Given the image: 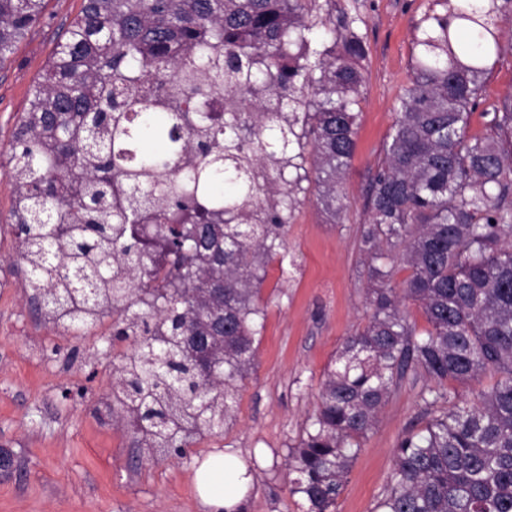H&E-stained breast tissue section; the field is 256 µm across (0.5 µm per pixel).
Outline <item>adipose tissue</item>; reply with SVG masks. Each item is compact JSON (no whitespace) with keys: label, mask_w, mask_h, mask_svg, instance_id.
<instances>
[{"label":"adipose tissue","mask_w":512,"mask_h":512,"mask_svg":"<svg viewBox=\"0 0 512 512\" xmlns=\"http://www.w3.org/2000/svg\"><path fill=\"white\" fill-rule=\"evenodd\" d=\"M196 491L204 512H235L250 479L238 468L234 454L218 449L209 453L195 472Z\"/></svg>","instance_id":"1"}]
</instances>
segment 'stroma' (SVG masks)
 Masks as SVG:
<instances>
[{"label":"stroma","instance_id":"35a3bbf8","mask_svg":"<svg viewBox=\"0 0 512 512\" xmlns=\"http://www.w3.org/2000/svg\"><path fill=\"white\" fill-rule=\"evenodd\" d=\"M357 14L363 38V99L357 149L343 185V223H328L318 185L288 226V252L261 286L266 306L255 366L242 382L232 419L197 436L184 457L136 448L114 426L106 404L114 364L128 346L109 344L111 318L64 331L29 302L11 231L15 192L7 153L30 92L84 0H44L41 21L0 63V512H201L195 468L210 452L231 448L255 461L243 512H303L290 492L285 459L317 403L323 373L344 340L367 322V274L361 230L369 182L395 118L414 56L413 36L432 0H334ZM512 93V54L492 64L470 131ZM427 377L409 378L390 397L353 462L335 512H375L406 431L424 425L432 407L420 398Z\"/></svg>","mask_w":512,"mask_h":512}]
</instances>
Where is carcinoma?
Here are the masks:
<instances>
[{
  "mask_svg": "<svg viewBox=\"0 0 512 512\" xmlns=\"http://www.w3.org/2000/svg\"><path fill=\"white\" fill-rule=\"evenodd\" d=\"M329 2L85 0L32 88L9 149L25 287L56 327L109 316L112 339L131 340L112 418L145 448H186L232 416L263 330L261 286L310 173L342 223L365 49L360 18L332 19ZM434 2L444 11L417 27L370 186L368 323L325 370L288 452L306 512H334L410 374L434 380L429 405L448 408L400 438L377 512H512V94L469 133L487 62L512 52L499 25L512 0ZM42 3L0 0V61ZM394 258L411 270L401 290ZM184 336L211 337L209 357L185 352ZM487 377L476 402L451 403L446 381Z\"/></svg>",
  "mask_w": 512,
  "mask_h": 512,
  "instance_id": "obj_1",
  "label": "carcinoma"
}]
</instances>
